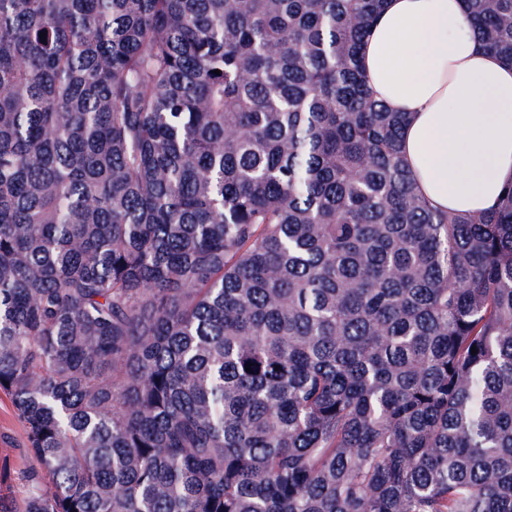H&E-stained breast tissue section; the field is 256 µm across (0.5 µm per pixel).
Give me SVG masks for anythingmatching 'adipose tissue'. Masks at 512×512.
<instances>
[{"mask_svg": "<svg viewBox=\"0 0 512 512\" xmlns=\"http://www.w3.org/2000/svg\"><path fill=\"white\" fill-rule=\"evenodd\" d=\"M359 59L375 99L408 115L402 150L422 195L491 208L512 184V66L479 45L464 0H384Z\"/></svg>", "mask_w": 512, "mask_h": 512, "instance_id": "obj_1", "label": "adipose tissue"}]
</instances>
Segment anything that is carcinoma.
Segmentation results:
<instances>
[{"mask_svg":"<svg viewBox=\"0 0 512 512\" xmlns=\"http://www.w3.org/2000/svg\"><path fill=\"white\" fill-rule=\"evenodd\" d=\"M383 2L0 0V512H512V185L418 192ZM28 466L22 426L10 399L0 394V494L23 497L27 491L24 472Z\"/></svg>","mask_w":512,"mask_h":512,"instance_id":"obj_1","label":"carcinoma"}]
</instances>
